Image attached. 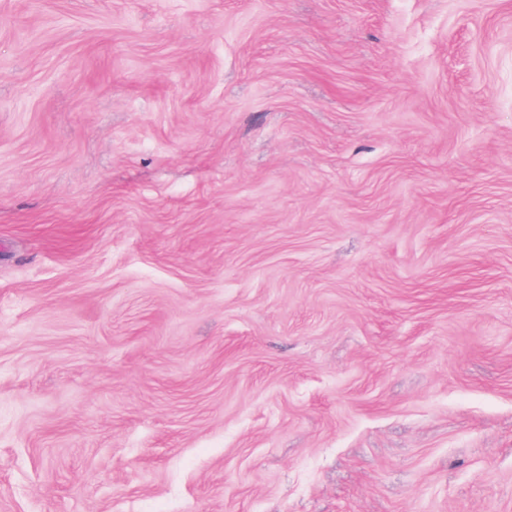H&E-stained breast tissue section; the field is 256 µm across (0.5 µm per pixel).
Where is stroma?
<instances>
[{
    "mask_svg": "<svg viewBox=\"0 0 512 512\" xmlns=\"http://www.w3.org/2000/svg\"><path fill=\"white\" fill-rule=\"evenodd\" d=\"M0 512H512V0H0Z\"/></svg>",
    "mask_w": 512,
    "mask_h": 512,
    "instance_id": "1",
    "label": "stroma"
}]
</instances>
